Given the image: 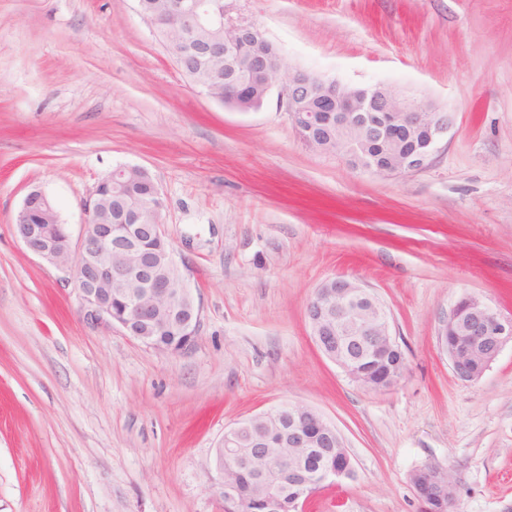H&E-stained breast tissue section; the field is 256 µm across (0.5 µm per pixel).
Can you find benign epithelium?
I'll use <instances>...</instances> for the list:
<instances>
[{
    "mask_svg": "<svg viewBox=\"0 0 512 512\" xmlns=\"http://www.w3.org/2000/svg\"><path fill=\"white\" fill-rule=\"evenodd\" d=\"M166 22L185 28L228 27L239 34L253 33L254 22L228 16L224 0H204L189 10L181 0H171ZM278 98L295 130L302 133L306 147L316 150L314 139L324 125L326 114H336V128L357 130L377 140L384 138L385 127L424 131L419 150L408 154L396 174L415 172L425 167L439 143L448 134L451 117L432 105L410 98L382 84L368 87L341 85L314 73L292 70L288 81L279 83ZM112 185V175L103 178L84 204L88 214L84 233L73 245L68 228L56 223L53 201L41 190L33 189L17 211L13 228L28 252L61 270L74 273L86 315L120 327L126 335L158 351L178 354L189 349L196 337L200 308L185 278L177 280L167 271L177 268L172 249L153 254L141 253L135 237H166L165 224H135L132 235L112 238V225L96 222V198L100 187ZM125 295L121 315L112 312V293ZM306 316L311 335L321 352L358 386L369 391L390 390L401 381L405 369L394 371L385 382L376 383L351 367L349 352L384 354L398 350L391 332L385 305L356 281L338 276L329 279L307 304ZM180 333L183 342L177 348L160 344L157 337ZM442 348L455 375L462 381L479 380L496 360L506 344L512 343V317L494 311L479 296L466 294L459 307L439 333ZM288 410V447L310 448L311 433L318 431L327 448L344 447L335 427L315 409L299 403H283L262 416L277 419ZM233 442L223 438L215 449L213 468L224 476V457H234ZM274 466L283 481L303 489L291 502V512L303 508L313 484L335 482L352 474L353 463L345 455L336 464L307 479L297 462L288 456ZM433 487L434 498L417 495L421 512H452L454 487L448 469L430 466L422 470Z\"/></svg>",
    "mask_w": 512,
    "mask_h": 512,
    "instance_id": "benign-epithelium-1",
    "label": "benign epithelium"
}]
</instances>
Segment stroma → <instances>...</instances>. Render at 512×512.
<instances>
[{
	"instance_id": "stroma-1",
	"label": "stroma",
	"mask_w": 512,
	"mask_h": 512,
	"mask_svg": "<svg viewBox=\"0 0 512 512\" xmlns=\"http://www.w3.org/2000/svg\"><path fill=\"white\" fill-rule=\"evenodd\" d=\"M283 65L451 113L429 163L352 169L298 138L277 93L243 112L177 68L136 0H0V512H224L225 431L281 403L344 438L351 477L305 512H419L447 467L454 512H512V344L475 382L438 336L474 294L512 316V0H225ZM145 168L200 306L162 353L87 318L71 275L26 251L31 188L80 238L84 203ZM344 276L390 313L407 369L367 391L318 349L306 306Z\"/></svg>"
}]
</instances>
